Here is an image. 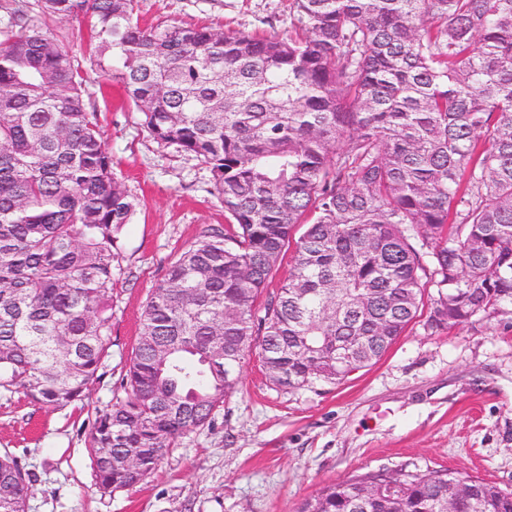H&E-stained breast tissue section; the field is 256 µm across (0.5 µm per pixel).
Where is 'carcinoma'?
<instances>
[{
	"instance_id": "carcinoma-1",
	"label": "carcinoma",
	"mask_w": 512,
	"mask_h": 512,
	"mask_svg": "<svg viewBox=\"0 0 512 512\" xmlns=\"http://www.w3.org/2000/svg\"><path fill=\"white\" fill-rule=\"evenodd\" d=\"M11 2L0 389L33 405L85 399L111 346L118 242L136 210L82 65L46 20L87 24L90 62L159 145L209 171L228 221L153 286L124 397L89 431L100 491L136 487L210 425L253 355L280 388L338 385L423 314L433 333L512 317V0H294L284 37L144 28L137 0H36L37 19ZM449 477L355 474L297 512H438ZM470 486L460 512H512V492ZM29 490L0 456V512H26Z\"/></svg>"
}]
</instances>
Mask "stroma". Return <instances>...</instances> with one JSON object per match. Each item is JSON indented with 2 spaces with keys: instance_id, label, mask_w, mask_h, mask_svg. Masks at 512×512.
<instances>
[{
  "instance_id": "35a3bbf8",
  "label": "stroma",
  "mask_w": 512,
  "mask_h": 512,
  "mask_svg": "<svg viewBox=\"0 0 512 512\" xmlns=\"http://www.w3.org/2000/svg\"><path fill=\"white\" fill-rule=\"evenodd\" d=\"M293 0H139L146 25L285 35ZM113 171L136 198L121 234L112 346L86 403L35 406L0 389V455L32 476L27 512H297L365 472L448 469L512 491V321L432 334L416 321L336 386L282 390L257 359L210 426L131 490L102 493L88 454L97 411L122 396L142 308L174 254L226 222L210 173L150 137L119 83L85 67Z\"/></svg>"
}]
</instances>
